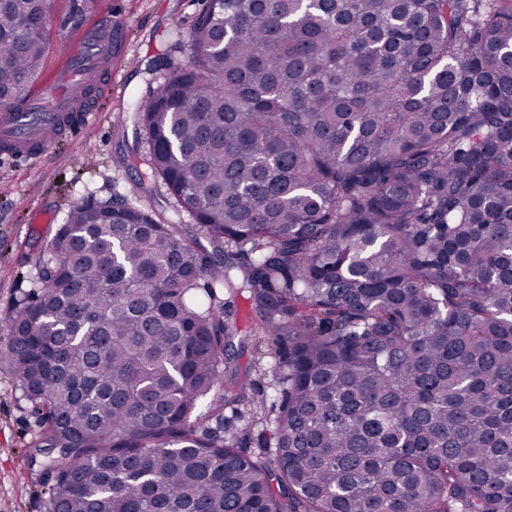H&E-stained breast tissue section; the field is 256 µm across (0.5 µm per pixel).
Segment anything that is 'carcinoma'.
Returning a JSON list of instances; mask_svg holds the SVG:
<instances>
[{"label": "carcinoma", "instance_id": "obj_1", "mask_svg": "<svg viewBox=\"0 0 512 512\" xmlns=\"http://www.w3.org/2000/svg\"><path fill=\"white\" fill-rule=\"evenodd\" d=\"M46 11L0 0V104ZM175 46L140 181L213 252L80 203L0 317L52 512H512V0H208ZM242 304L240 302L239 307V318H240V325L247 331L246 333V340L244 344V348L239 351L240 357L238 359V362L241 365H246L248 362H250L251 359H253L254 356V350L256 346L261 347L260 349L263 353L271 352V336H265L264 333L261 332L259 329H255L254 325L252 324L251 320L246 321L243 316L242 311ZM269 350V351H268Z\"/></svg>", "mask_w": 512, "mask_h": 512}]
</instances>
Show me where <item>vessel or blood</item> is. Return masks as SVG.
Here are the masks:
<instances>
[{
	"label": "vessel or blood",
	"instance_id": "b4317fda",
	"mask_svg": "<svg viewBox=\"0 0 512 512\" xmlns=\"http://www.w3.org/2000/svg\"><path fill=\"white\" fill-rule=\"evenodd\" d=\"M114 49L111 22L85 29L69 68L54 81L42 84L28 108L10 105L0 109V152L41 157L52 152L58 138L76 134L93 110L86 88L112 86Z\"/></svg>",
	"mask_w": 512,
	"mask_h": 512
}]
</instances>
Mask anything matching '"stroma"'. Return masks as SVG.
<instances>
[{"label":"stroma","instance_id":"1","mask_svg":"<svg viewBox=\"0 0 512 512\" xmlns=\"http://www.w3.org/2000/svg\"><path fill=\"white\" fill-rule=\"evenodd\" d=\"M201 0H50L40 80L60 69L83 31L105 17L122 26L112 61V90H90L94 110L80 138L59 139L50 156L0 158V316L30 287L45 244L77 203L122 196L162 223L178 218L198 236L189 214L174 212L163 184L139 189L148 149L133 136L135 108L169 54L176 32L190 31ZM39 431L9 363L0 358V512H51L49 486L29 448Z\"/></svg>","mask_w":512,"mask_h":512}]
</instances>
